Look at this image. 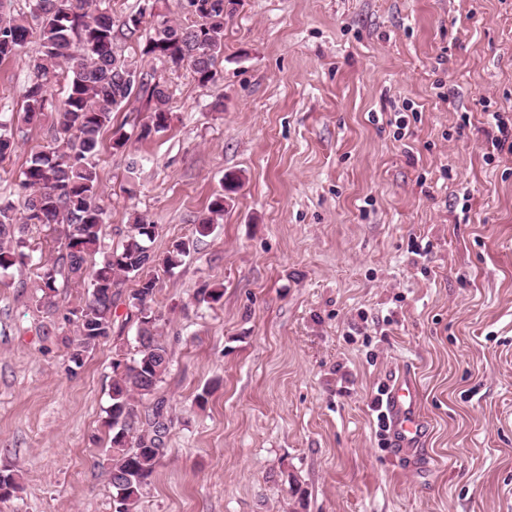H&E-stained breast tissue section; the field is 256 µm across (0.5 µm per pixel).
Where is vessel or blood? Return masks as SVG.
<instances>
[{"label": "vessel or blood", "mask_w": 512, "mask_h": 512, "mask_svg": "<svg viewBox=\"0 0 512 512\" xmlns=\"http://www.w3.org/2000/svg\"><path fill=\"white\" fill-rule=\"evenodd\" d=\"M389 425L390 445L402 456L416 455L426 435L427 423L419 405V385L402 374L390 385L383 403Z\"/></svg>", "instance_id": "obj_1"}]
</instances>
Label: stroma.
Masks as SVG:
<instances>
[{
	"instance_id": "obj_1",
	"label": "stroma",
	"mask_w": 512,
	"mask_h": 512,
	"mask_svg": "<svg viewBox=\"0 0 512 512\" xmlns=\"http://www.w3.org/2000/svg\"><path fill=\"white\" fill-rule=\"evenodd\" d=\"M172 91L169 126L94 161L106 247L142 216L165 253L156 306L172 358L165 452L137 512H512V156L485 157L488 112L512 113V0H224L221 78L199 87L140 49ZM30 41L0 61V113L34 78ZM417 113L406 132L389 120ZM14 130L0 202L52 125ZM236 174L240 190L201 218ZM34 262L0 274V512H114L105 424L112 363L136 325L70 360L60 284L43 307ZM223 289L196 304L201 284ZM412 371L430 465L381 445L372 402ZM303 491L294 506L290 481Z\"/></svg>"
}]
</instances>
